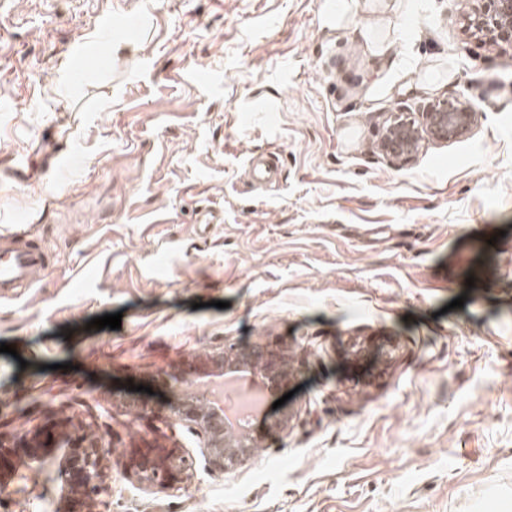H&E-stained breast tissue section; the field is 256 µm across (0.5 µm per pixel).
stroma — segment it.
<instances>
[{
    "instance_id": "stroma-1",
    "label": "stroma",
    "mask_w": 512,
    "mask_h": 512,
    "mask_svg": "<svg viewBox=\"0 0 512 512\" xmlns=\"http://www.w3.org/2000/svg\"><path fill=\"white\" fill-rule=\"evenodd\" d=\"M335 2L0 0V233L58 256L0 298V421L104 435L94 512H512V47L467 0ZM446 97L472 129L384 160L383 113ZM229 345L295 393L222 473L170 376ZM250 361L260 367L276 387L286 385L291 378V372L288 370V366L284 363V358L279 351H255L251 355ZM189 454L178 448H148L130 459V471L141 484L164 492L182 490L192 478Z\"/></svg>"
}]
</instances>
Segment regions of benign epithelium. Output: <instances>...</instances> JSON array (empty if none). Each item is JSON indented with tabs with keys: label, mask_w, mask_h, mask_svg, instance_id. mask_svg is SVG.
<instances>
[{
	"label": "benign epithelium",
	"mask_w": 512,
	"mask_h": 512,
	"mask_svg": "<svg viewBox=\"0 0 512 512\" xmlns=\"http://www.w3.org/2000/svg\"><path fill=\"white\" fill-rule=\"evenodd\" d=\"M472 2L475 6L467 17V25L480 39L512 45V0ZM475 118L471 104L445 98L427 103L414 115L390 113L379 130L380 152L392 164H406L414 157L416 148L402 128L413 129L417 137L426 134L446 142L450 132H469ZM239 360L240 355L229 346L193 361L172 379L176 382L213 380L217 373ZM250 361L260 367L276 387L286 385L291 378L282 354L276 350H258ZM172 416L196 433L210 469L232 470L249 457L245 442L226 435L223 409L214 405L205 407L197 398L188 396L172 409ZM106 455L102 438L92 434L61 439L45 427L10 437L0 432V512H11L14 495L33 493L42 467L56 457L60 458V495L47 503L45 512H88L89 503L107 491ZM129 466L140 483L164 492L184 489L193 476L189 454L178 448L140 451L131 457Z\"/></svg>",
	"instance_id": "obj_1"
}]
</instances>
